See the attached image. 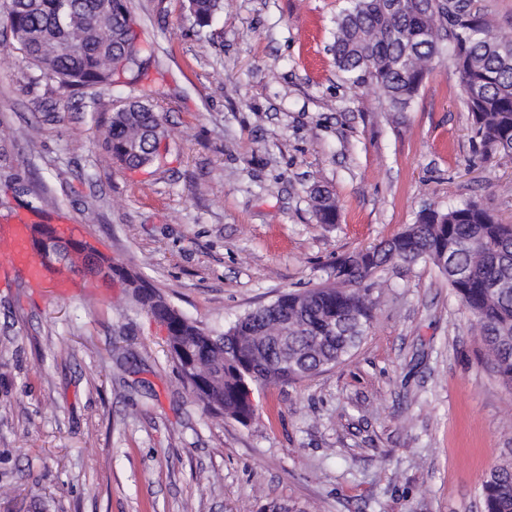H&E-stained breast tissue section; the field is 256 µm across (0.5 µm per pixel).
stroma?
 <instances>
[{
	"instance_id": "1",
	"label": "stroma",
	"mask_w": 512,
	"mask_h": 512,
	"mask_svg": "<svg viewBox=\"0 0 512 512\" xmlns=\"http://www.w3.org/2000/svg\"><path fill=\"white\" fill-rule=\"evenodd\" d=\"M131 0L143 74L72 93L21 59L0 23V218L55 197L83 242L189 319L221 331L423 208L482 203L512 224V157L472 140L448 56L402 112L350 85L330 46L346 0ZM167 131L128 168L104 138L142 92ZM23 185L27 194L15 195ZM333 191L334 224L310 191ZM371 326L345 360L256 394L242 425L204 411L164 328L123 288L0 285V512H485L512 453V391L429 263L370 280ZM220 9V0H189L190 15L197 26L207 25Z\"/></svg>"
}]
</instances>
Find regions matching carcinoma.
Segmentation results:
<instances>
[{
	"instance_id": "obj_1",
	"label": "carcinoma",
	"mask_w": 512,
	"mask_h": 512,
	"mask_svg": "<svg viewBox=\"0 0 512 512\" xmlns=\"http://www.w3.org/2000/svg\"><path fill=\"white\" fill-rule=\"evenodd\" d=\"M14 45L26 62L71 90L112 83L113 75L141 67L140 47L129 37V0H11ZM221 0H189L193 23L205 26ZM448 40L472 131L486 154L512 153V38L493 33L473 12L471 0H350L336 18L332 51L346 81H370L390 109L404 111L417 95L429 61ZM126 64L118 68L117 59ZM167 138L152 105L136 100L112 113L106 147L122 165L151 164ZM323 224L337 223L336 199L311 192ZM424 261L448 278L474 318L490 355V367L512 387V290H492L491 280L512 281V224H499L481 203L423 209L416 223L378 246L341 260L333 275L345 287L322 286L284 293L275 303L249 311L226 330L189 320L125 270L119 280L135 304L167 323V346L192 350L197 372L182 379L205 407L246 425L255 417L247 390L286 383L334 366L361 342L372 319L368 279L387 263ZM485 512H512V460L482 481Z\"/></svg>"
}]
</instances>
